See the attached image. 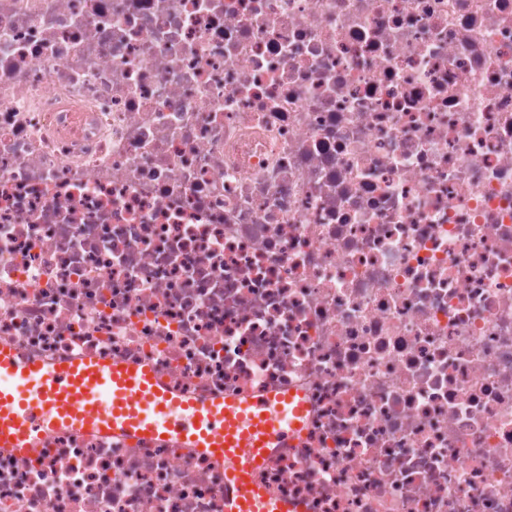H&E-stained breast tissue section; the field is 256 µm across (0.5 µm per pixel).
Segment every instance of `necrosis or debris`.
Returning <instances> with one entry per match:
<instances>
[{
  "label": "necrosis or debris",
  "instance_id": "4bbe7bcc",
  "mask_svg": "<svg viewBox=\"0 0 512 512\" xmlns=\"http://www.w3.org/2000/svg\"><path fill=\"white\" fill-rule=\"evenodd\" d=\"M301 392L304 512H512V0H0V347ZM0 512H224L195 448L0 447Z\"/></svg>",
  "mask_w": 512,
  "mask_h": 512
}]
</instances>
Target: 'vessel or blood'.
<instances>
[{"mask_svg":"<svg viewBox=\"0 0 512 512\" xmlns=\"http://www.w3.org/2000/svg\"><path fill=\"white\" fill-rule=\"evenodd\" d=\"M306 405L292 394L182 398L150 368L103 359L47 368L0 353V445L29 448L51 429L166 437L224 463V512H303L254 475L303 426Z\"/></svg>","mask_w":512,"mask_h":512,"instance_id":"vessel-or-blood-1","label":"vessel or blood"}]
</instances>
